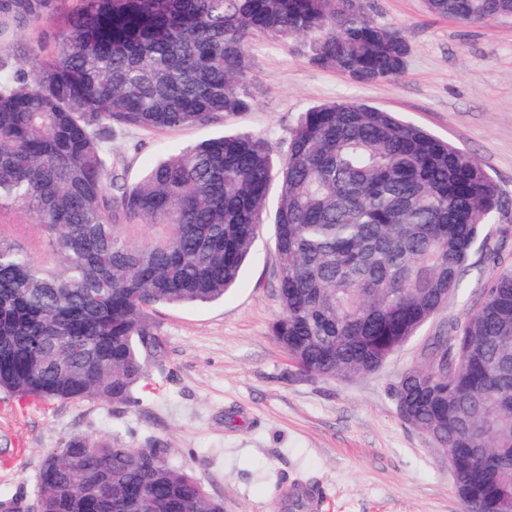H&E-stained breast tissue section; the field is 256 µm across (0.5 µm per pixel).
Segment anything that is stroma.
<instances>
[{
    "mask_svg": "<svg viewBox=\"0 0 512 512\" xmlns=\"http://www.w3.org/2000/svg\"><path fill=\"white\" fill-rule=\"evenodd\" d=\"M371 16L401 27L410 52L395 80L360 84L316 67L309 38L254 47L250 111L225 120L150 131L126 128L112 163L127 183L175 147L225 131L263 135L275 159L312 105L352 99L397 113L475 156L502 208L487 226L498 262L471 254L461 287L373 374L349 380L300 375L269 326L281 313L275 228L266 223L240 280L224 300L157 308L166 343L160 365L130 405L100 400L31 403L0 394V493L27 501L48 451L73 437L157 445L226 512H278L268 487L314 480L324 512H462L434 443L401 419L392 387L424 359L434 336L476 308L496 267L512 268V18L463 26L423 0H365Z\"/></svg>",
    "mask_w": 512,
    "mask_h": 512,
    "instance_id": "stroma-1",
    "label": "stroma"
}]
</instances>
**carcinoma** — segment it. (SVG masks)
I'll return each mask as SVG.
<instances>
[{"instance_id":"carcinoma-1","label":"carcinoma","mask_w":512,"mask_h":512,"mask_svg":"<svg viewBox=\"0 0 512 512\" xmlns=\"http://www.w3.org/2000/svg\"><path fill=\"white\" fill-rule=\"evenodd\" d=\"M55 0H0V393L133 403L164 355L160 306L212 303L236 284L265 224L268 141L231 132L186 145L126 184L114 127L216 122L252 104L253 44L316 35L312 61L352 80L404 73L401 30L364 0H76L33 74L15 30ZM469 25L512 0H424ZM280 317L271 336L307 376L377 371L460 287L499 189L482 163L391 112L308 108L279 172ZM31 225L14 223L17 211ZM400 417L450 450L465 512L512 503V270L393 387ZM0 512H224L156 445L71 439L50 451L36 503Z\"/></svg>"}]
</instances>
